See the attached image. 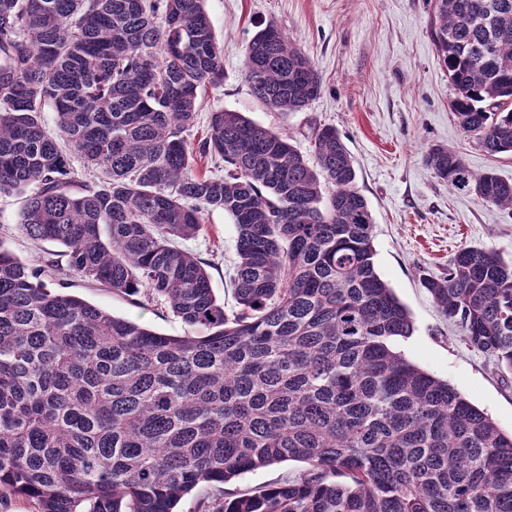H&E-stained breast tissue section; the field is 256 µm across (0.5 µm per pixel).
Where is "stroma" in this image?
I'll return each mask as SVG.
<instances>
[{
    "label": "stroma",
    "instance_id": "stroma-1",
    "mask_svg": "<svg viewBox=\"0 0 512 512\" xmlns=\"http://www.w3.org/2000/svg\"><path fill=\"white\" fill-rule=\"evenodd\" d=\"M224 56V83L199 97L201 116L187 137L196 147L207 133L208 112H239L291 134L310 153L316 127L335 126L357 172L356 185L371 210L376 269L409 310L414 333L394 347L409 361L448 381L512 432V375L469 348L439 313L423 277L446 273L460 246L482 247L512 262V210L435 178L423 162L427 147L459 152L470 170L512 183V154L492 155L461 133L452 111L455 90L430 32V0H205ZM278 25L312 60L322 93L302 111L270 110L251 92L242 66L253 35ZM19 196L0 197V241L26 262L59 259L62 249L36 242L17 228ZM207 231L183 241L209 265L211 286L225 307L235 305L237 230L232 218L206 213ZM69 294L115 316L144 322L169 336L190 328L172 313L141 306L79 275L64 277Z\"/></svg>",
    "mask_w": 512,
    "mask_h": 512
}]
</instances>
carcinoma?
<instances>
[{
	"label": "carcinoma",
	"instance_id": "obj_1",
	"mask_svg": "<svg viewBox=\"0 0 512 512\" xmlns=\"http://www.w3.org/2000/svg\"><path fill=\"white\" fill-rule=\"evenodd\" d=\"M460 131L512 153V0H430ZM254 96L284 114L321 95L275 24L245 51ZM204 0H0V195L68 271L163 304L203 336H168L49 286L0 241V503L36 512H512V433L394 350L413 334L378 273L373 217L339 132L313 159L239 112ZM56 114V132L43 121ZM98 173L83 180L63 146ZM224 175L195 170V156ZM439 180L512 208V183L444 146ZM222 210L237 229L236 306L176 246ZM473 350L512 374V263L460 248L423 278ZM285 461L292 479L235 492ZM305 467V463L285 461L269 468L244 473L239 476L232 487L241 490H253L287 476L293 477Z\"/></svg>",
	"mask_w": 512,
	"mask_h": 512
}]
</instances>
